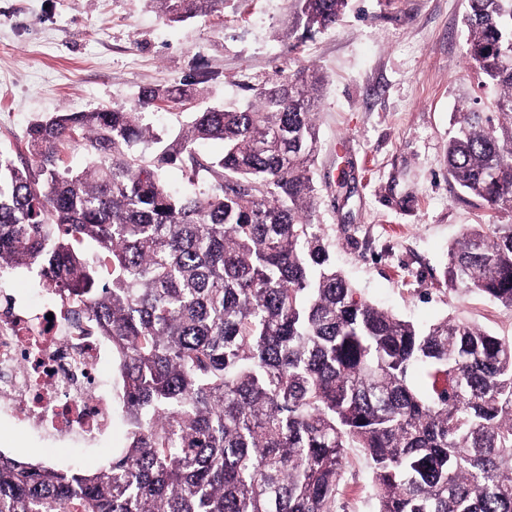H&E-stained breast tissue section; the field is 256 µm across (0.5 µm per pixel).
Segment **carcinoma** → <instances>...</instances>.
I'll return each instance as SVG.
<instances>
[{"mask_svg":"<svg viewBox=\"0 0 512 512\" xmlns=\"http://www.w3.org/2000/svg\"><path fill=\"white\" fill-rule=\"evenodd\" d=\"M155 2L172 22L224 12ZM466 2L465 54L496 111L458 113L448 174L512 217V0ZM293 6L310 33L347 0ZM322 83L303 64L172 140L140 109L193 91L145 87L134 106L34 122L31 163L0 154V268L39 264L44 288L112 338L129 438L91 473L0 456V512H336L354 448L376 512H512V336L448 318L421 328L336 266L310 218ZM77 135L91 163L62 172ZM205 140L224 153L198 154ZM174 166L191 189L166 187ZM202 177L209 189H194ZM446 274L512 310V221L465 228Z\"/></svg>","mask_w":512,"mask_h":512,"instance_id":"cac0c4a2","label":"carcinoma"}]
</instances>
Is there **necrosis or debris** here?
I'll list each match as a JSON object with an SVG mask.
<instances>
[{
	"label": "necrosis or debris",
	"instance_id": "4bbe7bcc",
	"mask_svg": "<svg viewBox=\"0 0 512 512\" xmlns=\"http://www.w3.org/2000/svg\"><path fill=\"white\" fill-rule=\"evenodd\" d=\"M52 313L39 318L14 289H0V423L93 447L115 422L99 377L112 345L66 297L55 296Z\"/></svg>",
	"mask_w": 512,
	"mask_h": 512
}]
</instances>
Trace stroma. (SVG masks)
<instances>
[{"mask_svg": "<svg viewBox=\"0 0 512 512\" xmlns=\"http://www.w3.org/2000/svg\"><path fill=\"white\" fill-rule=\"evenodd\" d=\"M465 0H348L336 25L304 36L290 0H225L220 14L166 21L155 0H0V152L59 112L133 105L148 86L196 99L144 110L177 134L194 112L250 101L254 88L315 65L324 75L313 169L320 224L361 296L427 326L456 317L512 336V310L454 292L448 249L489 220L463 200L445 151L457 112L488 104L465 59ZM339 512H374L351 454Z\"/></svg>", "mask_w": 512, "mask_h": 512, "instance_id": "35a3bbf8", "label": "stroma"}]
</instances>
